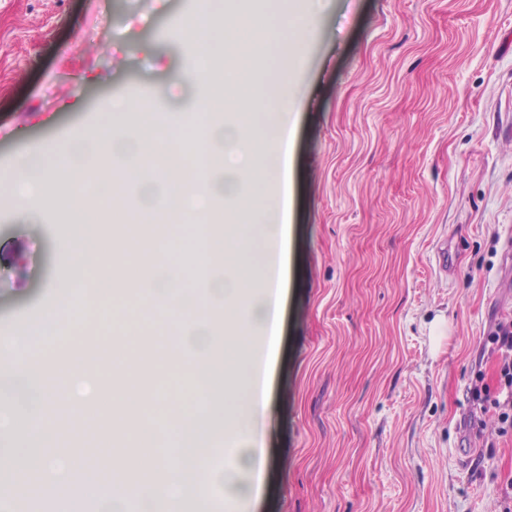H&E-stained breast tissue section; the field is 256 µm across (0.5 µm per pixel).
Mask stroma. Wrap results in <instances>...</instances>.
<instances>
[{
  "label": "stroma",
  "mask_w": 512,
  "mask_h": 512,
  "mask_svg": "<svg viewBox=\"0 0 512 512\" xmlns=\"http://www.w3.org/2000/svg\"><path fill=\"white\" fill-rule=\"evenodd\" d=\"M190 0H0V344L19 367L41 343L96 346L104 402L124 377L122 346L142 373L181 343L164 317L133 336L112 329L113 303L95 276L128 235L129 209L164 215L156 179L184 145L185 105L204 104L187 80L183 41L159 27ZM300 55L265 52L249 103L267 109L269 83L288 79L297 109L288 223L284 328L268 387L271 461L262 499L231 512H504L512 501V431L480 412L469 389L498 397L497 359L480 345L512 317V0H318ZM170 130L120 197L97 253L65 252L73 223L58 205L11 207L15 160L56 157L97 138L99 105L141 112L147 95ZM32 396L0 408L33 431L61 435L53 456L77 462L94 490L67 512H106L125 498L108 467L135 457L132 424L109 447L94 423L32 414Z\"/></svg>",
  "instance_id": "stroma-1"
}]
</instances>
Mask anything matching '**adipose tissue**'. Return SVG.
Wrapping results in <instances>:
<instances>
[{"label":"adipose tissue","mask_w":512,"mask_h":512,"mask_svg":"<svg viewBox=\"0 0 512 512\" xmlns=\"http://www.w3.org/2000/svg\"><path fill=\"white\" fill-rule=\"evenodd\" d=\"M220 14L224 45L239 58L249 41L264 50L284 45L289 54L301 53L305 44L301 31L313 21L312 13L291 9L279 24H271L254 0H223ZM269 95L275 106L262 121L245 107L238 110V122L222 127L209 126L206 113L185 114L184 129L192 131L199 141L223 138L224 195L235 199L237 207L225 212L221 223L206 225L202 244L189 246L179 241L169 247L167 287L149 286L134 295L128 288L115 287L116 277L110 271L98 281L99 292L110 294L113 303L122 308L115 320L119 332L132 333L143 314L152 310L154 299L162 297L177 333L194 347L191 354L177 360L175 368L158 376L155 388L159 397L184 384L196 390L195 399L184 402L175 418L183 434L178 463L148 459L149 476L145 479L136 478V465L125 458H117L112 466L114 476L128 481L134 494L159 512H180L187 502L196 512H207L202 479L206 472L220 474L224 501L230 506L257 499L266 480L267 421L272 401L265 372L279 339L284 308V274L276 266L283 263L288 249L290 137L285 116L296 105L288 83L276 84ZM100 110L110 117L105 136L94 143L93 153L84 155L80 164L43 165L21 157L14 169L15 181L36 184L33 196L13 198L14 207L25 210L48 199L68 203L77 219L76 235L68 247L87 254L100 247L104 216L97 207L67 199L62 183L74 171L85 175L96 172V155L102 151L118 154V167L136 173L138 153L120 155L119 140L140 145L159 142L163 135L152 115L116 113L107 100L101 102ZM262 152L270 155L273 163L259 174L250 159ZM245 183L258 184V191L241 194ZM253 223L261 227V248L257 251L251 246L249 226ZM190 251L207 274L196 280L184 297L178 285L183 281L182 268ZM19 385L36 388L37 414L66 419L65 409L56 401L57 373L48 361L21 371L9 354L0 355V391ZM145 411L146 400L138 387H127L112 399L113 414L140 420L136 447L152 448L157 442V428L144 421ZM218 440L223 442V450H216ZM57 443V434L50 432L31 442L20 439L10 463L0 465V497L18 501L33 498L35 488L20 478L21 473L31 472L53 485L59 498L70 500L74 472L54 467L49 455Z\"/></svg>","instance_id":"ef3b65f1"}]
</instances>
